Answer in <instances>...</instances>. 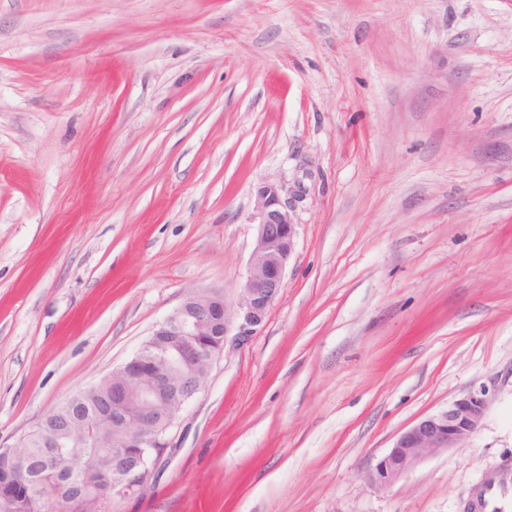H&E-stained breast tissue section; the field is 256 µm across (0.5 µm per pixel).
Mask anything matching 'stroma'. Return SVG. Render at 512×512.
Here are the masks:
<instances>
[{
    "mask_svg": "<svg viewBox=\"0 0 512 512\" xmlns=\"http://www.w3.org/2000/svg\"><path fill=\"white\" fill-rule=\"evenodd\" d=\"M267 181L281 294L111 512H512V0H0V445L235 299ZM488 403V391L480 387L452 401L446 411L423 418L397 436L367 472V481L378 488H390L425 458L464 448L482 427Z\"/></svg>",
    "mask_w": 512,
    "mask_h": 512,
    "instance_id": "obj_1",
    "label": "stroma"
}]
</instances>
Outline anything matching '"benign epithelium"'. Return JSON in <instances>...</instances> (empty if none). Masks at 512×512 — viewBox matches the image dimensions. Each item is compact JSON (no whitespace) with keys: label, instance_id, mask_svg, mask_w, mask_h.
<instances>
[{"label":"benign epithelium","instance_id":"obj_1","mask_svg":"<svg viewBox=\"0 0 512 512\" xmlns=\"http://www.w3.org/2000/svg\"><path fill=\"white\" fill-rule=\"evenodd\" d=\"M252 220L254 246L234 302L222 289L187 294L131 359L93 383L112 385L109 407L91 408L76 395L69 415L39 420L48 461L65 456L66 439L75 427L85 436L112 432V473L101 474L97 487L85 490L97 500L124 499L149 483L169 447V430L185 403L204 388L214 361L227 344H247L265 323L284 286L296 239L292 212L277 184L257 188ZM488 403V391L481 387L452 401L446 411L423 418L397 436L367 472V481L390 488L425 458L465 447L482 427ZM21 452L20 447L0 448V458L15 465L16 475L0 484L3 499L29 489Z\"/></svg>","mask_w":512,"mask_h":512}]
</instances>
